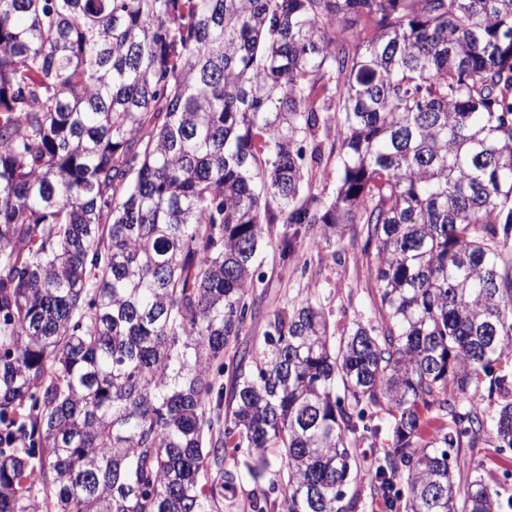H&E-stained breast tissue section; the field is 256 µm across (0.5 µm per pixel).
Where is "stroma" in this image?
<instances>
[{
    "instance_id": "stroma-1",
    "label": "stroma",
    "mask_w": 512,
    "mask_h": 512,
    "mask_svg": "<svg viewBox=\"0 0 512 512\" xmlns=\"http://www.w3.org/2000/svg\"><path fill=\"white\" fill-rule=\"evenodd\" d=\"M286 235L296 236L297 249L284 260L277 245ZM365 236L363 226L353 224L342 239L323 244L318 228L271 224L269 242L257 259L256 273L261 281L250 298L252 313L237 342L227 349L225 363L242 354L251 363L261 359L266 324L278 308L315 301L330 324L339 329L371 317L376 288L373 268L362 254ZM461 460L502 496H512V451L503 454L493 447L465 448Z\"/></svg>"
}]
</instances>
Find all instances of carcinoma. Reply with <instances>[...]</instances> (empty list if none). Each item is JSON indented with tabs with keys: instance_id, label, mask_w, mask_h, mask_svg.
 <instances>
[{
	"instance_id": "cac0c4a2",
	"label": "carcinoma",
	"mask_w": 512,
	"mask_h": 512,
	"mask_svg": "<svg viewBox=\"0 0 512 512\" xmlns=\"http://www.w3.org/2000/svg\"><path fill=\"white\" fill-rule=\"evenodd\" d=\"M276 220L366 225L378 317L308 300L228 367ZM511 240L512 0H0V512L247 478L251 512H357L382 433L389 512H508L460 450L512 448ZM339 157H338V148L335 153L330 158V168H331V177L322 181L320 183L312 184V192H314L323 203H328V201L333 197L336 192L337 187V179L336 172L339 167ZM388 443L386 437L381 435L376 441L373 439L366 440L365 443L361 444L358 448L360 467L358 469L357 482L356 484H352L350 492L356 487L358 490L362 491L364 506L360 512H387L382 500L377 496L372 497L370 495L368 468L374 457L378 456L382 452V449L387 447Z\"/></svg>"
}]
</instances>
